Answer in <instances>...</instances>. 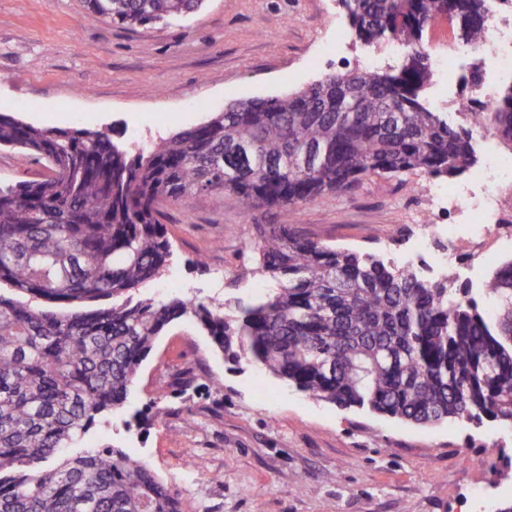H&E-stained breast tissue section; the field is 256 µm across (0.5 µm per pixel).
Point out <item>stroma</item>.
Segmentation results:
<instances>
[{
	"instance_id": "35a3bbf8",
	"label": "stroma",
	"mask_w": 512,
	"mask_h": 512,
	"mask_svg": "<svg viewBox=\"0 0 512 512\" xmlns=\"http://www.w3.org/2000/svg\"><path fill=\"white\" fill-rule=\"evenodd\" d=\"M339 0H205L171 23L124 28L83 0H0V112L43 127L109 132L133 149L249 98L282 96L337 69L390 67L387 50L346 39ZM478 57L434 72L428 104L456 103ZM470 173L374 176L328 202L243 212L220 192L162 205L173 243L142 294L255 298L244 273L251 227L292 224L338 248L384 258L428 223V193ZM158 408H150L153 398ZM128 450L179 495L182 512H497L512 503V429L487 421L420 426L314 400L259 367L233 365L191 322L173 323L144 361L126 406L80 446Z\"/></svg>"
}]
</instances>
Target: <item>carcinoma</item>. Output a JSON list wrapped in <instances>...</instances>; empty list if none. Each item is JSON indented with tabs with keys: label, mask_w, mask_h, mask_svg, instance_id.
<instances>
[{
	"label": "carcinoma",
	"mask_w": 512,
	"mask_h": 512,
	"mask_svg": "<svg viewBox=\"0 0 512 512\" xmlns=\"http://www.w3.org/2000/svg\"><path fill=\"white\" fill-rule=\"evenodd\" d=\"M106 21L175 20L204 0H84ZM492 0H341L365 45L400 41V64L327 74L234 104L134 155L104 132L38 127L0 112V148L43 161L0 184V512H181L176 492L122 448L76 450L124 407L155 339L177 320L233 364H256L341 409L416 425H512V260L481 288L382 255L336 248L291 224H255L250 270L274 283L218 305L139 295L171 256L161 204L220 191L248 211L324 201L381 174L453 177L476 165L473 131L512 143V86L465 124L434 111L423 32L452 18L488 47Z\"/></svg>",
	"instance_id": "carcinoma-1"
}]
</instances>
